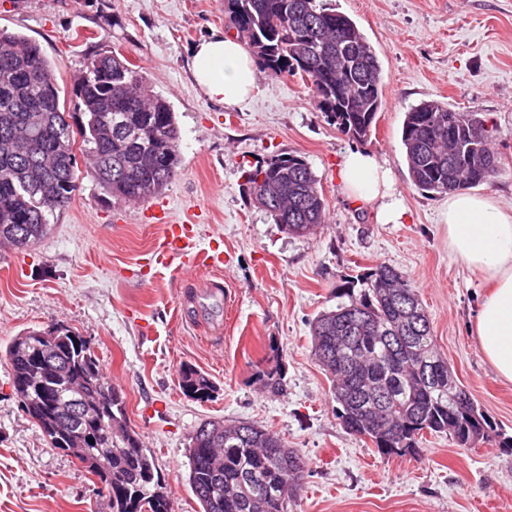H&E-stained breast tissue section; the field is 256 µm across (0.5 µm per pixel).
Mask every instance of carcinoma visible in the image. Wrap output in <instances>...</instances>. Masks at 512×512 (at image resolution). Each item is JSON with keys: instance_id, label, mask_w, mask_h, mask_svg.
I'll use <instances>...</instances> for the list:
<instances>
[{"instance_id": "obj_1", "label": "carcinoma", "mask_w": 512, "mask_h": 512, "mask_svg": "<svg viewBox=\"0 0 512 512\" xmlns=\"http://www.w3.org/2000/svg\"><path fill=\"white\" fill-rule=\"evenodd\" d=\"M224 12L259 66L274 77L300 75L317 107L348 137L364 141L382 108L377 52L348 16L317 0H224ZM52 65L22 33L0 29V240L37 244L49 217L78 189L77 155L113 198L147 202L176 177L180 127L168 100L153 92L124 56H93L67 112ZM491 134L473 113L422 100L405 114L401 144L411 181L427 194H449L488 182L499 160ZM245 192L292 237L325 221L319 180L301 156L273 155L245 171ZM27 331L6 346L15 394L54 448H81L82 466L99 477L112 512H172L171 492L155 478L151 454L129 428L122 398L109 393L86 342L69 329ZM312 351L331 376L343 427L367 437L385 456H416L424 434H447L465 448L489 437L492 422L437 351L418 290L389 265L336 286V307L311 324ZM63 353L61 378L39 372L38 350ZM283 391L280 366L264 372ZM183 391L200 400L214 392L185 365ZM94 443H89V440ZM112 458V473L98 468ZM188 482L202 512H288L306 463L278 436L246 422L206 420L192 434Z\"/></svg>"}]
</instances>
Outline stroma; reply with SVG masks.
<instances>
[{
    "label": "stroma",
    "instance_id": "stroma-1",
    "mask_svg": "<svg viewBox=\"0 0 512 512\" xmlns=\"http://www.w3.org/2000/svg\"><path fill=\"white\" fill-rule=\"evenodd\" d=\"M222 0H0V28L35 40L66 92L88 58L115 51L170 101L181 128L177 176L145 203L113 199L90 173L51 217L35 247H0V512H112L97 477L52 447L12 387L2 345L29 330L69 329L87 342L121 394L126 420L152 454L173 512H201L188 481L187 448L207 419L251 422L277 434L307 463L289 512H512V382L496 377L472 332L486 287L448 252V198L411 183L401 129L408 109L439 100L484 119L499 170L476 193L512 211V0H323L349 16L382 62L383 109L359 142L327 122L309 80L256 71L251 101L221 106L193 82L191 52L232 33ZM391 169L407 215L379 223L375 207L348 198L337 178L354 147ZM285 153L316 173L326 218L291 237L257 208L243 172ZM193 220L192 246H217L229 263L187 270L143 260L156 248L154 215ZM379 264L419 290L434 339L459 382L496 428L463 448L425 435L419 456H385L348 433L330 381L312 353L311 321L336 305L344 279ZM282 351L284 390L259 375ZM215 385L185 394L182 366Z\"/></svg>",
    "mask_w": 512,
    "mask_h": 512
}]
</instances>
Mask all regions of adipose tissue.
I'll use <instances>...</instances> for the list:
<instances>
[{"label":"adipose tissue","instance_id":"obj_1","mask_svg":"<svg viewBox=\"0 0 512 512\" xmlns=\"http://www.w3.org/2000/svg\"><path fill=\"white\" fill-rule=\"evenodd\" d=\"M254 59L239 39L221 33L200 41L192 54V75L209 99L221 105L245 103L255 89ZM348 197L376 206L383 224L405 215L391 171L364 149L348 150L338 166ZM448 248L490 286L481 301L474 332L500 379L512 382V214L487 195L459 191L448 196Z\"/></svg>","mask_w":512,"mask_h":512}]
</instances>
